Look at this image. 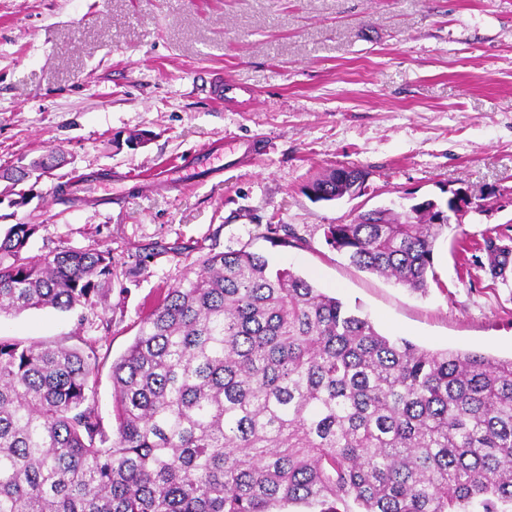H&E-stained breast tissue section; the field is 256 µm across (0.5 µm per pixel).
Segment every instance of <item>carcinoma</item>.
Segmentation results:
<instances>
[{
	"mask_svg": "<svg viewBox=\"0 0 512 512\" xmlns=\"http://www.w3.org/2000/svg\"><path fill=\"white\" fill-rule=\"evenodd\" d=\"M42 159L0 173L17 186ZM336 195V171L308 184ZM449 224L391 208L330 224L350 265L424 292ZM0 238V313L92 307L112 252L26 256ZM94 350L0 340V512H512V358L430 351L245 248L167 289L112 364Z\"/></svg>",
	"mask_w": 512,
	"mask_h": 512,
	"instance_id": "carcinoma-1",
	"label": "carcinoma"
}]
</instances>
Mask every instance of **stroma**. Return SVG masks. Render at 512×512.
I'll return each mask as SVG.
<instances>
[{"instance_id":"obj_1","label":"stroma","mask_w":512,"mask_h":512,"mask_svg":"<svg viewBox=\"0 0 512 512\" xmlns=\"http://www.w3.org/2000/svg\"><path fill=\"white\" fill-rule=\"evenodd\" d=\"M137 133L145 143L128 146ZM219 142L220 174L145 184ZM51 155L24 203L0 204V234L38 225L30 255L111 249L112 292L81 312L1 315L0 339L93 348L104 421L141 319L230 248L359 307L384 335L512 357V275H491L483 245L512 247V0H0V170ZM340 166L368 172L364 193L311 201L308 183ZM93 173L111 203L63 200L72 175ZM459 187L490 210L443 232L426 292L350 266L325 239L359 212Z\"/></svg>"}]
</instances>
